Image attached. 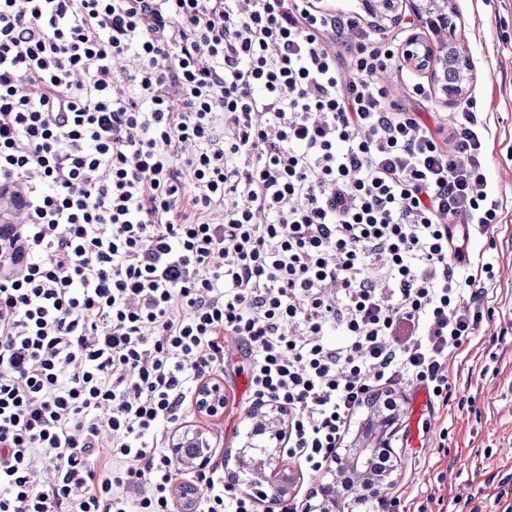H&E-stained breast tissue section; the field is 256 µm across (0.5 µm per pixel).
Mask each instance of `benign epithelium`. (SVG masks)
I'll list each match as a JSON object with an SVG mask.
<instances>
[{
	"instance_id": "benign-epithelium-1",
	"label": "benign epithelium",
	"mask_w": 512,
	"mask_h": 512,
	"mask_svg": "<svg viewBox=\"0 0 512 512\" xmlns=\"http://www.w3.org/2000/svg\"><path fill=\"white\" fill-rule=\"evenodd\" d=\"M419 15L430 30L448 43V51L457 52L453 46L455 24L448 14V0H424ZM404 52L406 61L416 67L423 66L431 55L430 48L414 37L404 44ZM461 60L465 69L461 70L458 82L444 89L450 99L460 96L464 82L471 79L473 67L470 59L463 55ZM198 405L209 410L218 409L224 405V392L218 387L203 386L198 394ZM397 424V415L386 414L369 406L364 429L347 449L344 462L334 471L331 481L319 483L310 489L303 512H345L350 496H379L388 489L394 482V470L377 472L372 468V460L379 453L386 456L392 454L391 438ZM287 436V426L281 416L257 413L250 441L236 452L237 470L228 472V479L235 482L238 473H250L254 486L260 488V498L272 503L293 494L296 477L283 470L278 471L276 481L269 484V491L261 490V486L267 482L266 466L272 452L281 451ZM170 451L173 458L188 469H204L211 461L210 442L203 432L191 428L174 435Z\"/></svg>"
}]
</instances>
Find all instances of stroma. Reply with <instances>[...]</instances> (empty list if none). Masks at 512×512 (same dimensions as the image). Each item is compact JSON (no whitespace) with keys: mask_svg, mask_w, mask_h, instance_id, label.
I'll return each mask as SVG.
<instances>
[{"mask_svg":"<svg viewBox=\"0 0 512 512\" xmlns=\"http://www.w3.org/2000/svg\"><path fill=\"white\" fill-rule=\"evenodd\" d=\"M456 41L470 55L475 70L464 87L477 101L478 117L487 129V179L502 206L499 224L474 235L471 256L492 262L497 280L489 292L491 316L466 349L450 362L451 397L446 409L426 414L415 427L411 391L398 392L400 421L391 446L396 467L385 499H399L400 512H469L467 495L493 502L503 485H512V0H450ZM429 84L432 99L419 103L407 95L400 70L388 82L400 104L413 112L432 113L448 125L456 106L450 103L433 69L417 71ZM246 361L235 337L224 339V412L217 417L189 411V427L213 435L211 464L233 470L230 456L249 438V393L239 380ZM419 430L422 445H406L405 432Z\"/></svg>","mask_w":512,"mask_h":512,"instance_id":"35a3bbf8","label":"stroma"}]
</instances>
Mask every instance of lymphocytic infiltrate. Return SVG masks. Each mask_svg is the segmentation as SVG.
I'll return each instance as SVG.
<instances>
[{"mask_svg": "<svg viewBox=\"0 0 512 512\" xmlns=\"http://www.w3.org/2000/svg\"><path fill=\"white\" fill-rule=\"evenodd\" d=\"M401 56L330 0H0V512H174L228 336L312 473L368 398L447 407L499 202L475 101L404 110ZM197 512L253 498L213 470Z\"/></svg>", "mask_w": 512, "mask_h": 512, "instance_id": "1", "label": "lymphocytic infiltrate"}]
</instances>
